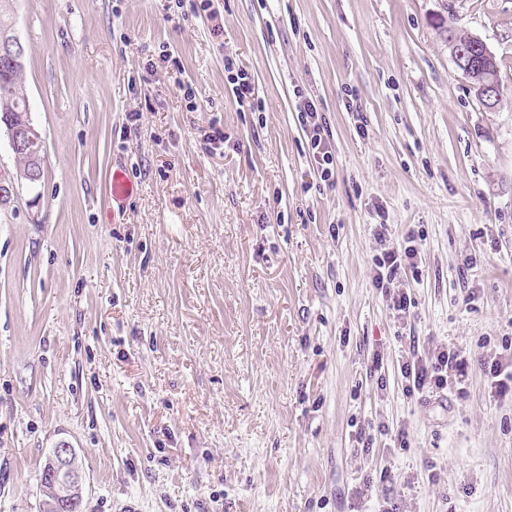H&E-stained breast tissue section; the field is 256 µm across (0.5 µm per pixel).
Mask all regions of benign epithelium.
Returning a JSON list of instances; mask_svg holds the SVG:
<instances>
[{
  "label": "benign epithelium",
  "mask_w": 512,
  "mask_h": 512,
  "mask_svg": "<svg viewBox=\"0 0 512 512\" xmlns=\"http://www.w3.org/2000/svg\"><path fill=\"white\" fill-rule=\"evenodd\" d=\"M483 49L486 65L494 62L495 56L478 37H471V44L460 43L454 48V61L464 73L471 70V49ZM29 46L21 41L14 27L0 30V61L13 67L23 65ZM482 107L494 110L501 99L499 86L486 80L476 91ZM0 133L4 134L15 154L28 157L26 167L16 171L0 170V205L10 203L22 186H33L41 182L45 173V153L41 133L30 116L11 108L0 114ZM75 448L68 444L50 449L47 461L39 475L40 487H49L48 498L42 502V512H63V509L83 499L85 479L78 464Z\"/></svg>",
  "instance_id": "obj_1"
}]
</instances>
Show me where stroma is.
Wrapping results in <instances>:
<instances>
[{
    "label": "stroma",
    "instance_id": "35a3bbf8",
    "mask_svg": "<svg viewBox=\"0 0 512 512\" xmlns=\"http://www.w3.org/2000/svg\"><path fill=\"white\" fill-rule=\"evenodd\" d=\"M176 2L16 4L46 172L0 209V512H40L61 442L82 512H512V400L476 365L461 394L400 374L512 338V0ZM452 26L496 55L497 111ZM380 222L421 232L401 318ZM448 34L452 36V40H449L448 38V44L451 45V49L453 52V43L461 42L460 44H456L454 48V61L457 67L464 73L471 70V47L465 43L462 42H469V36L461 35L456 33L452 28L449 27ZM471 46L475 49L482 48L483 49V55L486 58V67H490L491 63H494V60L496 62V65L494 67L493 76L498 83V85L491 81L486 80L483 82V84L478 88L476 91V86L481 83L482 80L485 79L488 72L486 71L485 67L482 66L480 58H483L482 51L481 50H473V65L471 72L467 75V77L472 82V88L474 92H476V96L480 101V104L482 107L487 110H495L501 99V92H500V83H499V63L497 59L495 58L494 54L490 51V49L487 47V45L478 37L471 36ZM235 70L234 66V60L231 57H225L224 59V71H227L229 74L232 75V78L234 79L232 82L235 85V96L237 103L240 107H245L246 105L252 110H255V106L258 108L257 105H255L254 101L251 102V98H253V88L250 76L248 73H245L243 71H236V74H233ZM299 121L309 131L313 157L321 181L334 180L335 162L330 146V132L325 117L314 103L306 101L299 106ZM332 179V180H331Z\"/></svg>",
    "mask_w": 512,
    "mask_h": 512
}]
</instances>
